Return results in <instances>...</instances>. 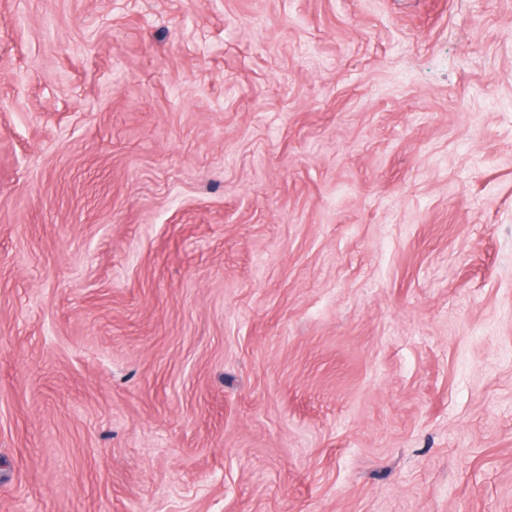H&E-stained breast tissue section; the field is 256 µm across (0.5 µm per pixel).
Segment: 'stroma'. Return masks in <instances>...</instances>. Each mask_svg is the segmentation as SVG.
<instances>
[{"mask_svg": "<svg viewBox=\"0 0 512 512\" xmlns=\"http://www.w3.org/2000/svg\"><path fill=\"white\" fill-rule=\"evenodd\" d=\"M0 512H512V0H0Z\"/></svg>", "mask_w": 512, "mask_h": 512, "instance_id": "obj_1", "label": "stroma"}]
</instances>
